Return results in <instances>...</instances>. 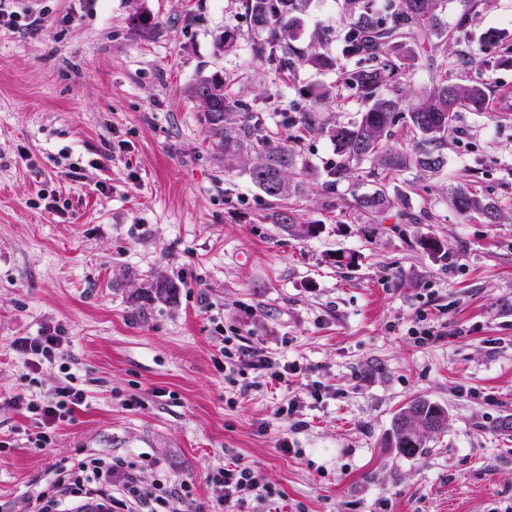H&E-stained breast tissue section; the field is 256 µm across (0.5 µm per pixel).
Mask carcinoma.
Returning a JSON list of instances; mask_svg holds the SVG:
<instances>
[{
	"label": "carcinoma",
	"mask_w": 512,
	"mask_h": 512,
	"mask_svg": "<svg viewBox=\"0 0 512 512\" xmlns=\"http://www.w3.org/2000/svg\"><path fill=\"white\" fill-rule=\"evenodd\" d=\"M300 2L247 0L252 22L267 33L265 42L257 47V55H275L283 67L291 64L289 40L293 38ZM351 2L358 5L359 13L347 24L341 54L353 62L352 68L346 71V81L369 103V107L357 120L327 130L337 162L325 170V188L334 189L366 160L394 177L411 167L430 173L440 171L446 164L444 148L448 146V133L457 113L463 108L484 111V87L450 84L445 78L433 83L429 92L416 100L398 93L383 96L379 90L385 83V70L374 62L381 58L391 62L394 58L393 67L409 72L414 70L416 56L406 51V42L425 40L443 26L440 13L446 0H398L388 21L376 15L373 0ZM190 93L204 112L214 145L224 150L226 156L235 154L239 144L227 132L226 121L233 114L239 115V129L252 138L254 157L248 169L249 177L267 197L280 201L298 191L300 182H292L290 175L294 166L293 154L270 138L254 134L249 106L231 101L224 95L223 78L216 74L202 77ZM399 124L410 128L414 135L415 147L410 153L384 144ZM452 204L464 217L479 214L489 224L497 222L498 207L464 185L453 191ZM359 205L368 212L380 213L389 209L392 201L384 192L377 191L361 196ZM272 217L295 236L307 237L316 232V225L296 224L286 211H277ZM419 245L433 256H448V244L435 237H422ZM446 424L448 411L445 408L425 399H416L396 414L385 445L404 456H421L429 439L441 432Z\"/></svg>",
	"instance_id": "cac0c4a2"
}]
</instances>
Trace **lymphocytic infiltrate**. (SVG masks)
I'll list each match as a JSON object with an SVG mask.
<instances>
[{
  "instance_id": "lymphocytic-infiltrate-1",
  "label": "lymphocytic infiltrate",
  "mask_w": 512,
  "mask_h": 512,
  "mask_svg": "<svg viewBox=\"0 0 512 512\" xmlns=\"http://www.w3.org/2000/svg\"><path fill=\"white\" fill-rule=\"evenodd\" d=\"M16 349L34 373L44 362L64 357L65 338L60 329L49 327L39 336L19 339ZM85 400L82 389L64 383L51 400L19 393L7 404L35 417L37 430L29 435L28 442L42 449L51 444L57 423L72 418ZM152 463L144 454L133 458L82 452L61 458L50 466L39 488L25 497L22 512H65L68 505L92 499L98 500L105 512H229L248 496L265 499L272 494L254 469L239 462L210 475L212 497L203 509L193 484L172 482L164 470H157L152 483H144L140 473Z\"/></svg>"
}]
</instances>
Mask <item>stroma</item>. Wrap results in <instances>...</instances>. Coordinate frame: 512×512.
Masks as SVG:
<instances>
[{
  "instance_id": "35a3bbf8",
  "label": "stroma",
  "mask_w": 512,
  "mask_h": 512,
  "mask_svg": "<svg viewBox=\"0 0 512 512\" xmlns=\"http://www.w3.org/2000/svg\"><path fill=\"white\" fill-rule=\"evenodd\" d=\"M465 11L447 52L411 44L417 69L385 87L420 95L446 58L449 82L485 85V110L457 115L447 166L393 180L366 161L328 194L326 130L366 108L342 81L345 0H304L287 70L255 54L265 34L246 0H0L13 16L0 26V512H20L53 457L90 450L149 454L202 504L208 475L241 461L273 491L244 512H512V431L498 428L512 418V110L497 104L512 48L482 41L512 35V0H448L446 26ZM314 51L335 66L304 64ZM214 73L259 134L293 149L298 193L271 201L246 156L225 162L188 93ZM302 110L312 126L293 123ZM460 184L493 198L497 223L451 209ZM379 189L395 204L368 213L358 199ZM280 209L317 234L288 236ZM167 284L174 297L158 295ZM47 326L66 355L30 385L14 343ZM228 335L288 374L226 378ZM67 378L82 409L30 448L34 418L5 399ZM419 397L448 425L409 458L383 442Z\"/></svg>"
}]
</instances>
